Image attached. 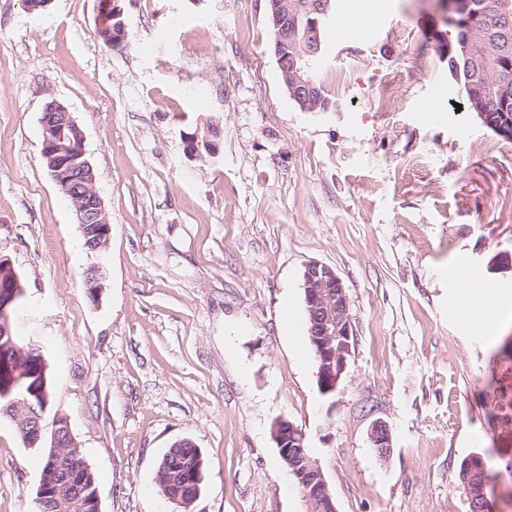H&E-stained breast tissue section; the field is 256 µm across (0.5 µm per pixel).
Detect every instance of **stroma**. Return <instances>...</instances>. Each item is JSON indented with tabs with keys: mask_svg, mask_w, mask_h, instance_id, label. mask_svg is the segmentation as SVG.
I'll return each mask as SVG.
<instances>
[{
	"mask_svg": "<svg viewBox=\"0 0 512 512\" xmlns=\"http://www.w3.org/2000/svg\"><path fill=\"white\" fill-rule=\"evenodd\" d=\"M124 7L116 49L104 0H0V256L23 287L16 331L47 365L43 432L66 418L101 512H175L156 470L183 438L206 458L192 512H306L280 419L304 432L337 512H469L459 464L475 453L512 512V321L482 337L448 280L463 260L512 298V140L479 152L499 139L427 40L436 0H360L367 32H327L332 112L289 97L265 0ZM51 99L83 132L111 225L96 253L42 157ZM213 120L218 155L187 156L183 131ZM313 260L341 277L357 339L329 395L283 318L305 320ZM41 462L0 417V512H38Z\"/></svg>",
	"mask_w": 512,
	"mask_h": 512,
	"instance_id": "stroma-1",
	"label": "stroma"
}]
</instances>
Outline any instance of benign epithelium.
<instances>
[{
  "mask_svg": "<svg viewBox=\"0 0 512 512\" xmlns=\"http://www.w3.org/2000/svg\"><path fill=\"white\" fill-rule=\"evenodd\" d=\"M120 0H109L111 20L114 24L108 27L105 35L107 44L122 43L126 37L124 12L119 5ZM268 4V22L274 34V54L283 81L290 82L291 92H309L313 85L308 75L310 61L302 56L288 57V43L298 40L304 42L312 35L318 34L319 20L310 22L305 28H299L294 22L285 24L283 19L284 6L288 0H266ZM443 22L448 27L467 29L474 33L478 30L472 19L471 0H448L444 9ZM43 141L42 156L48 162V169L56 185L67 190L74 176H80L88 194L91 205L76 212L77 223L80 224L83 236H96L87 245L91 251H97L109 240L110 224L103 202L95 190L93 167L86 159L83 147V132L72 118L71 113L59 102L54 101L42 117ZM9 277V281L0 285V327L9 331L11 308L21 296L19 279L10 261L0 257V278ZM304 288L310 306L312 343L320 364L318 379L326 393L336 391L347 373L350 358L356 344L350 313V302L342 279L330 266L318 261L309 262L304 268ZM34 374L25 372L12 363L8 354L0 356V400L8 401V406L16 408V400L12 399L14 390L24 385L32 392L36 386H28V380ZM43 414L37 412L34 417L20 424L25 443L31 447L42 440ZM274 439L283 456L292 451L303 452L304 433L287 420L275 423ZM370 438L374 447L385 454L390 448V433L387 424L377 421L373 424ZM63 480L60 465L56 457L49 458V464L39 480V492L44 493L56 488ZM312 491L306 497L311 508L318 506L323 512H336L328 483L318 462L312 464L309 477Z\"/></svg>",
  "mask_w": 512,
  "mask_h": 512,
  "instance_id": "7a95c632",
  "label": "benign epithelium"
}]
</instances>
